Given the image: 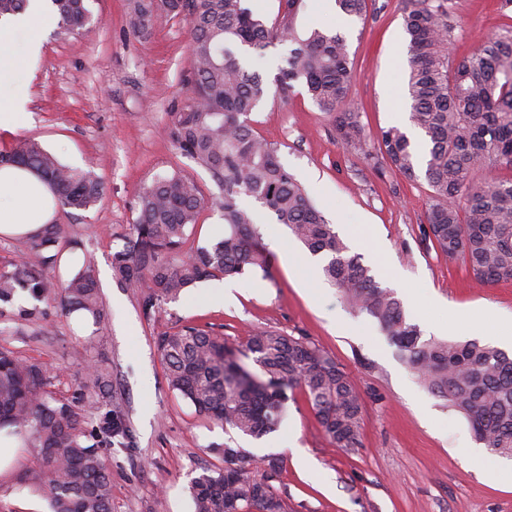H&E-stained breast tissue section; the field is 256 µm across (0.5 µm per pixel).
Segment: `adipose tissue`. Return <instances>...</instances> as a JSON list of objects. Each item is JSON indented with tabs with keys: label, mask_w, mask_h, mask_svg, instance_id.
Instances as JSON below:
<instances>
[{
	"label": "adipose tissue",
	"mask_w": 512,
	"mask_h": 512,
	"mask_svg": "<svg viewBox=\"0 0 512 512\" xmlns=\"http://www.w3.org/2000/svg\"><path fill=\"white\" fill-rule=\"evenodd\" d=\"M42 0H28L23 13L0 19V82L17 69L8 45L30 19L46 17ZM55 215V196L36 174L15 164L0 165V237L21 239L40 232Z\"/></svg>",
	"instance_id": "obj_1"
}]
</instances>
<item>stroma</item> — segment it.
<instances>
[{"mask_svg":"<svg viewBox=\"0 0 512 512\" xmlns=\"http://www.w3.org/2000/svg\"><path fill=\"white\" fill-rule=\"evenodd\" d=\"M336 0H305L300 27L343 34L352 79L349 101L360 114L363 147L337 144L331 117L303 86L288 99L267 98L251 116L255 131L274 143L284 166L305 187L351 253L393 289L424 335L476 339L512 352L499 336L512 320V279L478 284L462 260L448 259L420 231L431 203L425 177L408 179L377 157L381 129L406 111L408 36L406 0H368L360 18L336 11ZM458 22L457 55L512 29V8L497 0H450ZM94 19L88 32H65L58 23L15 33L10 48L25 56L40 35L37 62L14 82L27 84L25 125L0 132V150L24 138L38 140L72 168L93 164L104 194L91 209L59 208L82 244L100 289L104 319L81 335L57 297L36 323L0 314V348L41 363L47 389L58 399L83 397L88 418L120 409L129 442L104 448L112 474V512H192L189 482L199 467L223 464L224 446L283 461L278 488L288 512H512V458L496 457L476 441L464 418L420 385L378 326L353 312L323 276L310 275L308 255L262 206L257 223L274 256L269 277L235 278L237 299L214 307L209 282L164 304L157 323L146 322L135 289L112 277V253L136 218L135 201L159 175L180 169L201 187L209 204L192 238L205 245L223 232L210 174L179 154L168 136L173 113L192 96L191 29L186 18H163L141 29L130 0H87ZM197 326L241 347L257 330L303 336L350 373L364 395L362 445L336 447L302 393L288 402L280 429L260 439L225 430L168 388L154 338L157 328ZM111 374L99 391L87 364ZM315 462L306 470L301 454ZM36 448L26 446L14 471L0 478V512H50L31 477Z\"/></svg>","mask_w":512,"mask_h":512,"instance_id":"1","label":"stroma"}]
</instances>
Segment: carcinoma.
<instances>
[{"instance_id":"cac0c4a2","label":"carcinoma","mask_w":512,"mask_h":512,"mask_svg":"<svg viewBox=\"0 0 512 512\" xmlns=\"http://www.w3.org/2000/svg\"><path fill=\"white\" fill-rule=\"evenodd\" d=\"M303 2L280 0L278 19L269 26L260 5L248 0H132L144 28L164 15L189 20L194 92L169 135L180 155L205 169L220 188L224 236L207 245L189 244L207 200L191 176L159 175L139 194L134 224L112 253L113 278L136 289L143 318L153 322L162 304L205 280L257 270L269 276L271 253L245 204L252 199L321 257L324 279L355 312L379 325L420 384L469 423L476 441L492 455L512 457V354L478 340L425 336L396 293L381 287L360 255L350 253L280 163L276 146L251 124L268 87L246 69L236 49L287 42L291 49L275 77V93L286 97L302 84L333 118L341 144L364 141L359 113L347 105L346 40L321 27L300 32ZM51 4L61 28H91L86 0ZM336 4L349 17L360 18L367 9V0ZM403 21L409 39V122L428 143L424 175L433 199L426 214L428 238L448 259H462L482 284L512 279V177L477 179L484 167L512 170V31L487 38L457 59L450 51L457 22L448 0H408ZM378 151L404 177H416L417 154L400 128L381 131ZM0 162L35 171L68 209L86 211L103 195L92 165L63 166L34 138L0 153ZM62 241L79 246L61 224H48L27 239L24 256L0 271V302L11 303L19 290L44 300L55 287L51 250ZM59 295L67 312L87 311L94 323L102 322L91 265H83ZM155 344L169 389L201 416L260 439L276 431L288 393L298 390L336 447L361 446V391L333 357L303 336L263 330L235 349L219 336L182 326L157 332ZM45 386L42 366L1 348L0 427H13L38 448L34 479L51 512H112V480L100 449L125 434L123 418L112 410L90 426L80 399H57ZM281 471L258 474L248 449L226 450L223 467H204L191 479L194 512H288L275 486Z\"/></svg>"}]
</instances>
